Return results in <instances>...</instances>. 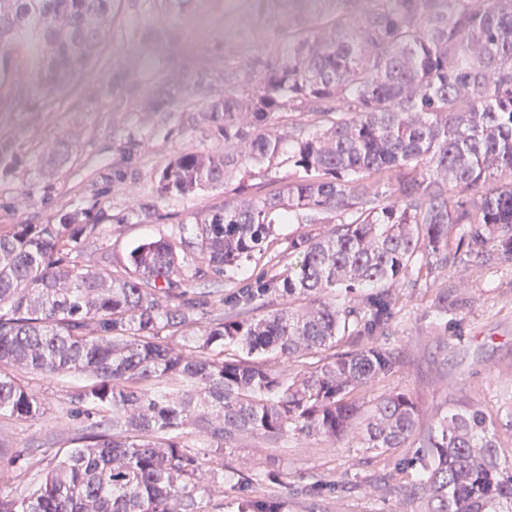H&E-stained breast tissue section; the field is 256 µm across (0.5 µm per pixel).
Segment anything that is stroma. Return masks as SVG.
Masks as SVG:
<instances>
[{
	"instance_id": "stroma-1",
	"label": "stroma",
	"mask_w": 512,
	"mask_h": 512,
	"mask_svg": "<svg viewBox=\"0 0 512 512\" xmlns=\"http://www.w3.org/2000/svg\"><path fill=\"white\" fill-rule=\"evenodd\" d=\"M252 0H192L172 17L157 0H122L99 60L67 87L45 94L26 49L10 52L6 82L12 104L0 110V140L15 145L0 164V230L11 224H44L57 213L85 211L101 227L81 262L120 263L139 243L189 236L196 214L224 206L223 188L189 195H160L162 169L183 149L223 152L224 140L206 126L184 129L181 107L142 109L145 98L165 84L220 82L225 61L246 65L266 39L254 20ZM71 137L78 145L52 189L40 171L45 151ZM153 215L142 220L141 206ZM328 224H279L264 252L224 278L205 275L198 291L236 296L267 268H284L293 237L324 236ZM397 317L375 339L342 338L334 351L375 342L398 362L388 374L356 392L363 409L382 394L404 392L420 410L406 447L387 453L363 448L358 432L332 440L291 435L271 442L253 437L225 449L234 471L224 493L204 499V512H238L243 500L275 497L284 512H421L410 495V461L437 420L454 408L477 406L491 413L504 461L512 463V261L481 264L465 256L449 259L433 274L410 271L392 285ZM331 351V352H334ZM331 352L294 359L288 369L304 374L320 368ZM45 404L34 422L0 415V482L23 491L50 469L56 453L73 446L82 423L70 415L71 400L84 384L79 376L16 374ZM262 481L247 483V476Z\"/></svg>"
}]
</instances>
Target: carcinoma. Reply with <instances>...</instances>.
<instances>
[{
    "label": "carcinoma",
    "mask_w": 512,
    "mask_h": 512,
    "mask_svg": "<svg viewBox=\"0 0 512 512\" xmlns=\"http://www.w3.org/2000/svg\"><path fill=\"white\" fill-rule=\"evenodd\" d=\"M121 0H0V72L27 45L44 90L76 79L98 58ZM268 36L246 68L224 64V87L200 79L144 103L157 112L185 94L187 129L208 125L224 153L186 148L162 170L161 195L253 176L288 148L303 175L282 190L224 199L196 218L192 237L133 248L124 272L77 257L100 230L78 214L0 231V414L40 419V397L12 369L88 380L72 402L89 420L45 478L20 494L0 486V512H202L224 484V449L252 435L328 438L361 429L364 447L405 446L419 409L406 393L380 396L369 416L351 397L390 372L395 353L366 345L291 376L288 360L374 337L396 311L389 286L415 265L448 264L461 224L465 254L512 259V0H257ZM281 112L309 123L276 126ZM60 140L44 158L49 180L71 160ZM332 224L291 242L296 260L238 294L246 310L271 297L305 299L259 318L230 314L196 327L218 301L188 296L202 273L222 277L262 251L279 220ZM236 346L254 360L224 356ZM207 441L205 463L186 430ZM424 512H512V466L479 407L452 409L410 460ZM240 512H282L273 498Z\"/></svg>",
    "instance_id": "1"
}]
</instances>
